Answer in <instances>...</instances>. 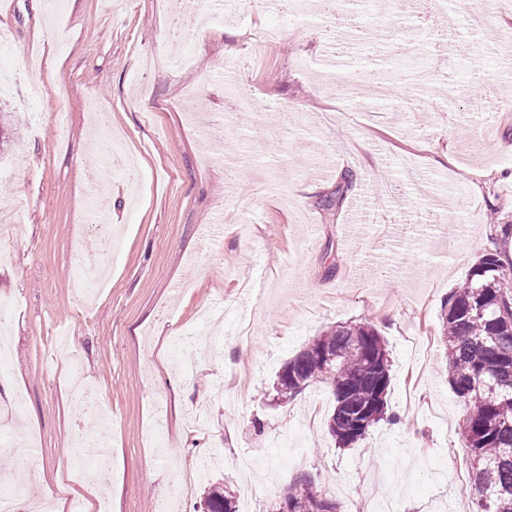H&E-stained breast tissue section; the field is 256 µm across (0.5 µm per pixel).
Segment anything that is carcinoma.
<instances>
[{
  "mask_svg": "<svg viewBox=\"0 0 512 512\" xmlns=\"http://www.w3.org/2000/svg\"><path fill=\"white\" fill-rule=\"evenodd\" d=\"M440 330L451 389L467 409L474 512H512V262L504 264L496 251L484 254L444 304ZM390 371L385 342L370 323L338 326L282 367L277 393L291 399L313 382L331 384L328 429L345 448L386 415ZM326 498L306 473L284 495L289 512H322ZM202 509L238 512L220 482L209 485Z\"/></svg>",
  "mask_w": 512,
  "mask_h": 512,
  "instance_id": "carcinoma-1",
  "label": "carcinoma"
}]
</instances>
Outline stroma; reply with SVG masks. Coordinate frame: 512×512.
<instances>
[{"label": "stroma", "instance_id": "1", "mask_svg": "<svg viewBox=\"0 0 512 512\" xmlns=\"http://www.w3.org/2000/svg\"><path fill=\"white\" fill-rule=\"evenodd\" d=\"M361 10L369 26L337 12L286 18L280 0H215L203 18L182 0H0V67L14 77L0 94V221L23 228L0 265V297L16 302L0 321L12 365L0 422L24 396L23 431L39 437L28 502L70 512L57 487L82 441L102 434L108 480L73 494L109 512H161L174 472L203 448L224 462L179 512H197L215 481L277 512L302 473L337 512H352L363 473L400 512H452L462 486L449 461L466 474L472 458L440 315L488 250L512 255L501 238L512 224V10L448 0L424 23L393 0ZM266 26L281 38L257 66L250 35ZM229 65L249 111L229 109ZM389 70L401 97L362 126L366 102L340 103L325 84ZM340 108L342 124H317ZM102 111L137 162L135 195L85 179ZM95 195L121 239L108 288L82 313L71 273L97 260L98 234L78 221ZM364 321L390 354L387 417L341 448L327 427L331 387L284 400L277 374L323 331ZM63 328L108 419L70 394L53 356Z\"/></svg>", "mask_w": 512, "mask_h": 512}]
</instances>
